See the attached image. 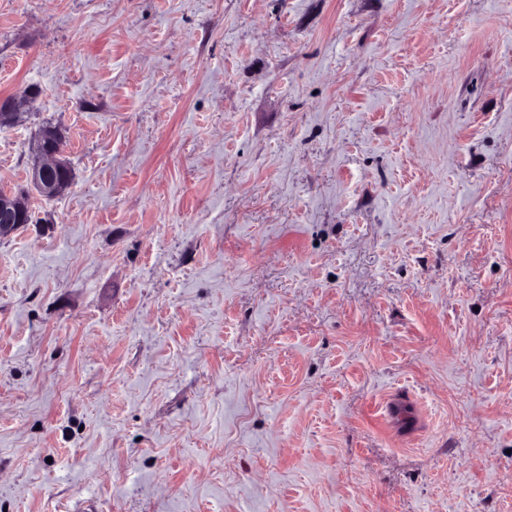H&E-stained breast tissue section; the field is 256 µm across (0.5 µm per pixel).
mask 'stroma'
Segmentation results:
<instances>
[{
	"label": "stroma",
	"mask_w": 512,
	"mask_h": 512,
	"mask_svg": "<svg viewBox=\"0 0 512 512\" xmlns=\"http://www.w3.org/2000/svg\"><path fill=\"white\" fill-rule=\"evenodd\" d=\"M30 86L0 512H512V0H0ZM44 128L52 129L53 132L61 139L64 145L67 136L61 128L59 129V127L56 126H46ZM63 145L60 144L57 139L49 132L38 136L34 140L32 146V152L34 156V163L32 167V182L37 192L41 196L49 198L55 195H61L71 186L68 181H58L52 176L54 171H57L54 173V176L57 178H61L67 175H70L72 178L71 168L66 162L65 163L68 169H62L63 162L61 155L63 152Z\"/></svg>",
	"instance_id": "1"
}]
</instances>
